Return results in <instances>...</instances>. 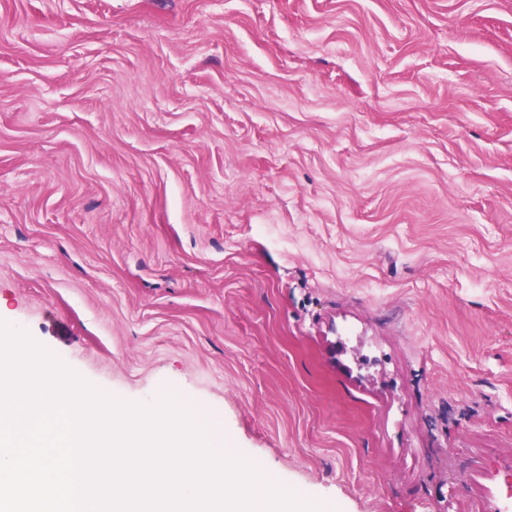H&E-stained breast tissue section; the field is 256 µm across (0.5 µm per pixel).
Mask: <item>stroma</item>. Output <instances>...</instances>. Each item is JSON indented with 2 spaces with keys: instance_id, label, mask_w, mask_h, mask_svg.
I'll return each mask as SVG.
<instances>
[{
  "instance_id": "obj_1",
  "label": "stroma",
  "mask_w": 512,
  "mask_h": 512,
  "mask_svg": "<svg viewBox=\"0 0 512 512\" xmlns=\"http://www.w3.org/2000/svg\"><path fill=\"white\" fill-rule=\"evenodd\" d=\"M0 320L333 512H512V0H0Z\"/></svg>"
}]
</instances>
